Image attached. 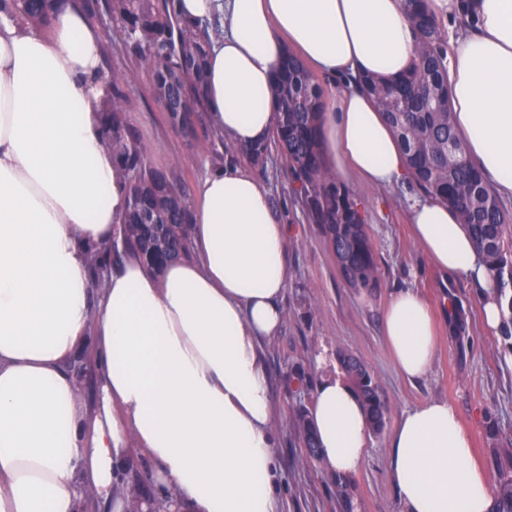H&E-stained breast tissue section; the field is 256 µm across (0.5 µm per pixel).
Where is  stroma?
Segmentation results:
<instances>
[{"mask_svg":"<svg viewBox=\"0 0 512 512\" xmlns=\"http://www.w3.org/2000/svg\"><path fill=\"white\" fill-rule=\"evenodd\" d=\"M108 55L100 62L110 73L122 76L127 107L141 139L150 147V162L165 168L173 159L184 165L182 186L191 189L206 163L230 160L223 146L192 147L173 130L166 114L150 94V76L122 49V35L115 23L100 26ZM256 175L269 186L276 212L288 224V287L282 299L287 317L278 336L264 340L261 357L270 379V395L280 443L275 460L281 474L279 512H342L334 480L326 467L306 455L292 430L295 406H311L310 386L340 373L337 355L358 357L373 373L387 404L386 425L394 427L407 408L427 400H448L474 438L475 458L496 477L493 449L512 440V361L501 356V337L487 331L481 318L478 288L464 276H450L430 265L412 236L410 197L420 190L413 182L377 192L357 180L346 183L358 202L367 226L379 269V288L355 290L343 281L336 259L317 225L308 222L289 191L285 161L270 148ZM413 288L434 311L437 354L428 376L402 377L389 356L383 314L392 296ZM466 313V332L461 339L448 333L450 301ZM300 367L307 390L288 382L289 367ZM386 433L372 436L368 458L357 473L355 512H401L386 466Z\"/></svg>","mask_w":512,"mask_h":512,"instance_id":"stroma-1","label":"stroma"}]
</instances>
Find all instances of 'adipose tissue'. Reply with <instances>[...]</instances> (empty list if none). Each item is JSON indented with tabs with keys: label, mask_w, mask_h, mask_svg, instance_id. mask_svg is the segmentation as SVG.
<instances>
[{
	"label": "adipose tissue",
	"mask_w": 512,
	"mask_h": 512,
	"mask_svg": "<svg viewBox=\"0 0 512 512\" xmlns=\"http://www.w3.org/2000/svg\"><path fill=\"white\" fill-rule=\"evenodd\" d=\"M429 7L448 23V94L465 154L512 202V0ZM176 9L191 24H221L208 48L206 121L240 152L268 140L275 77L291 54L343 84L324 97L327 169L369 188L407 179L393 127L358 84L411 68L405 0H178ZM101 48L74 0H60L46 32L0 11V512H86V488L122 512L113 489L134 451L175 493L172 512H276L280 434L259 343L284 323L288 227L246 163L207 168L191 189L192 258L157 274L124 259L91 293L86 247L110 240L127 210L97 115ZM410 216L427 261L479 288L484 322L497 328L496 284L458 213L425 197ZM384 327L398 372L425 377L437 343L416 290L393 295ZM85 343L99 380L90 415L65 369ZM310 418L327 469L356 473L371 432L349 385L317 384ZM387 465L402 512H493L494 487L448 401L402 414Z\"/></svg>",
	"instance_id": "ef3b65f1"
}]
</instances>
